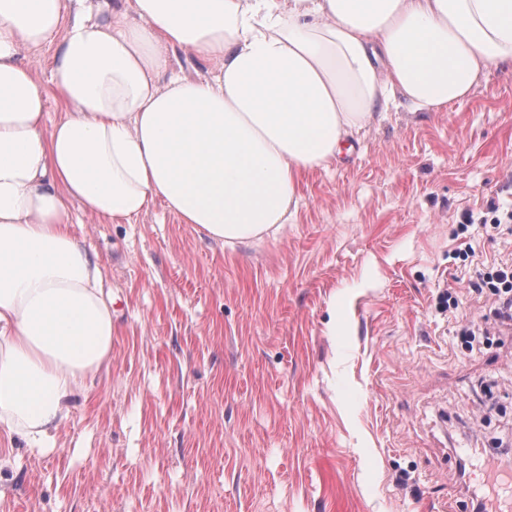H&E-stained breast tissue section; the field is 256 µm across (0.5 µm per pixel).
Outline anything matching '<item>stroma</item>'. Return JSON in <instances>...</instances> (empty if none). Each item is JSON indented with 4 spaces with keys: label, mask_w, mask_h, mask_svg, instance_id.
Returning a JSON list of instances; mask_svg holds the SVG:
<instances>
[{
    "label": "stroma",
    "mask_w": 512,
    "mask_h": 512,
    "mask_svg": "<svg viewBox=\"0 0 512 512\" xmlns=\"http://www.w3.org/2000/svg\"><path fill=\"white\" fill-rule=\"evenodd\" d=\"M351 146L249 244L73 205L112 360L54 448L0 431V512H469L457 448L512 456V323L474 287L512 259V71L444 112L396 101Z\"/></svg>",
    "instance_id": "1"
}]
</instances>
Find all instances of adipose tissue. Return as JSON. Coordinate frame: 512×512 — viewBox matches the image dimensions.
Instances as JSON below:
<instances>
[{
	"label": "adipose tissue",
	"instance_id": "1",
	"mask_svg": "<svg viewBox=\"0 0 512 512\" xmlns=\"http://www.w3.org/2000/svg\"><path fill=\"white\" fill-rule=\"evenodd\" d=\"M176 50L208 75L173 73ZM493 67L512 70V0H0V429L52 448L112 356L73 203L131 224L160 201L213 241L260 240L395 99L440 112Z\"/></svg>",
	"mask_w": 512,
	"mask_h": 512
}]
</instances>
